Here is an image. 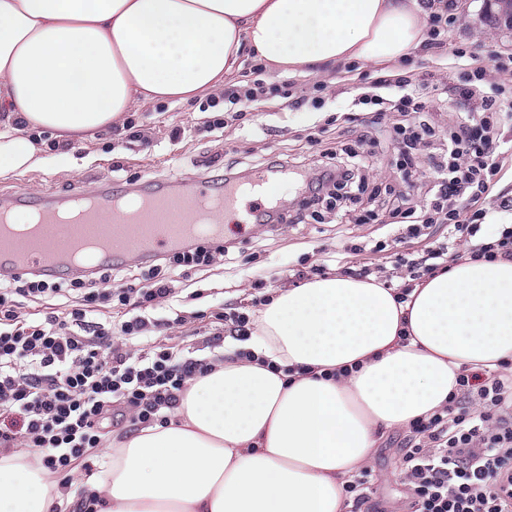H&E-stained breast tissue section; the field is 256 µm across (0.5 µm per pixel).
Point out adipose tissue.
Listing matches in <instances>:
<instances>
[{
    "label": "adipose tissue",
    "instance_id": "obj_1",
    "mask_svg": "<svg viewBox=\"0 0 512 512\" xmlns=\"http://www.w3.org/2000/svg\"><path fill=\"white\" fill-rule=\"evenodd\" d=\"M419 0H0V176L146 101L224 86L243 52L302 67L381 64L426 40ZM241 358L196 378L167 425L105 441L104 512H346L383 432L442 408L466 368L512 372V261L452 263L407 301L328 274L278 290ZM0 455V512L67 497Z\"/></svg>",
    "mask_w": 512,
    "mask_h": 512
}]
</instances>
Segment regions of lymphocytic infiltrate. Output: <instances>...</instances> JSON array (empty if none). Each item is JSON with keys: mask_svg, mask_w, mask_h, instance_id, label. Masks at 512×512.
Returning a JSON list of instances; mask_svg holds the SVG:
<instances>
[{"mask_svg": "<svg viewBox=\"0 0 512 512\" xmlns=\"http://www.w3.org/2000/svg\"><path fill=\"white\" fill-rule=\"evenodd\" d=\"M455 55L469 64L451 86L458 108L445 133L436 132L429 102L409 78L384 77L352 100L356 108L395 114L386 132L396 167L405 177L428 178L419 203L402 191L384 195L369 189L361 173L370 167L377 142L365 132L353 143L322 150V170L305 184L299 209L266 208L259 223H305L310 211L349 188L352 202L365 200L387 211L397 241L426 238L436 225H447V236L421 253L391 251L385 239L343 243L344 253L356 261L354 277L378 275V268L359 260L367 251L389 256L393 268L404 270L401 284L383 281L395 286L400 303L449 261L512 258V224L486 223L477 207L502 169L500 156L512 153V140L500 133L502 122L512 120V98L487 79L491 67L512 75V58L499 59L489 49L459 48ZM282 93L281 86L249 79L227 84L225 114L208 123L225 127L238 119L239 108ZM228 253L220 241L186 244L149 269L142 286L113 284L108 264L82 279L0 276V449H34L40 464L68 485L90 471L105 425L135 432L167 423L188 382L222 358L146 336L145 312L152 302L175 296L178 268L208 267ZM100 298L121 310L119 322L95 309ZM26 300L42 302V321L24 318ZM116 335L121 343H113ZM457 385L448 402L414 423L405 439L402 471L414 512H512V377L466 369Z\"/></svg>", "mask_w": 512, "mask_h": 512, "instance_id": "obj_1", "label": "lymphocytic infiltrate"}]
</instances>
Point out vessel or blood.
<instances>
[{
    "label": "vessel or blood",
    "mask_w": 512,
    "mask_h": 512,
    "mask_svg": "<svg viewBox=\"0 0 512 512\" xmlns=\"http://www.w3.org/2000/svg\"><path fill=\"white\" fill-rule=\"evenodd\" d=\"M274 181V176L260 172L249 185L228 184L219 191L199 178L178 191L158 187L138 194L139 205L131 211L110 210V203L120 194L103 186L93 193L97 207L87 210L83 224L75 228L56 226L62 203L43 202L36 212L50 224V231L30 239L0 237V273L21 277L70 268L66 251L89 236L101 241L95 260L101 266L136 255H161L189 238L204 243L230 232L242 233L272 202ZM107 215L112 218L108 225L102 222Z\"/></svg>",
    "instance_id": "b4317fda"
}]
</instances>
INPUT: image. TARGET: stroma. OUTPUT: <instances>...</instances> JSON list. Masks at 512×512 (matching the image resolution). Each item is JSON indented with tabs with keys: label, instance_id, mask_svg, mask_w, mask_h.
I'll return each mask as SVG.
<instances>
[{
	"label": "stroma",
	"instance_id": "stroma-1",
	"mask_svg": "<svg viewBox=\"0 0 512 512\" xmlns=\"http://www.w3.org/2000/svg\"><path fill=\"white\" fill-rule=\"evenodd\" d=\"M448 30V46L470 48L479 44L500 49L512 43V30L493 26L482 11V0H471L467 8L453 15ZM454 59L417 53L408 66L359 64L355 70L322 67L265 72L266 83L292 80L293 95H308L314 81H328V102L319 112L291 111L280 97H268L258 106L259 116L250 121L224 128L221 136L209 133L203 125L204 105L210 95L182 104L171 101L152 102L132 111L140 125L142 139H128L125 132L109 127L95 132L92 138L61 146L50 131L34 132L33 137L45 162L42 167L21 175L0 177V203L9 202L18 192H26L36 202L50 194L64 195L95 190L109 185L130 192L146 190L152 178L166 181L177 190L182 179L204 172L214 182L224 179L223 162H212L217 150L234 152L240 161L257 167L266 160L284 156L297 160L298 174L315 175L319 146L311 145L314 126L326 127L327 136L350 142L362 131L359 122L348 121L339 107L356 94L359 87L379 76L400 75L424 79L429 89L452 85ZM386 233L378 224H354L337 212L323 210L318 220L305 224H257L248 227L238 239L229 259H215L209 270L179 269L180 287L204 290V298L183 307L184 324H171L167 336L173 343L205 348L212 333L209 319L202 313L216 303L249 305L255 293L254 281L263 277L271 287L297 283L298 271L308 270L326 253L339 249L350 235L367 239ZM405 431L390 432L376 448L370 461L371 489L377 499L387 501L391 512H411L407 488L402 478L400 445Z\"/></svg>",
	"mask_w": 512,
	"mask_h": 512
}]
</instances>
